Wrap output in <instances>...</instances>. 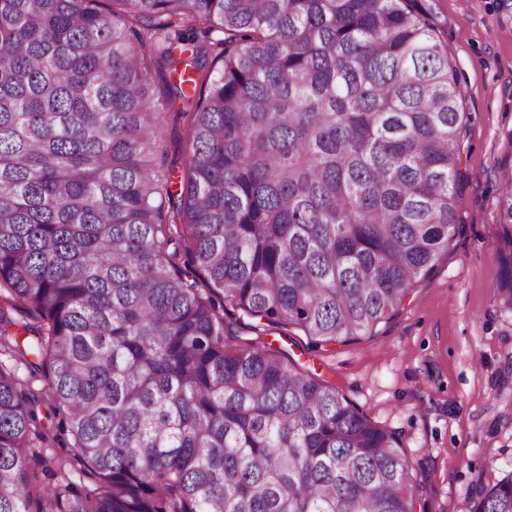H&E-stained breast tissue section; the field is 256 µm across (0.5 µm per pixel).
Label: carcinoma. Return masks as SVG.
I'll list each match as a JSON object with an SVG mask.
<instances>
[{
    "label": "carcinoma",
    "mask_w": 512,
    "mask_h": 512,
    "mask_svg": "<svg viewBox=\"0 0 512 512\" xmlns=\"http://www.w3.org/2000/svg\"><path fill=\"white\" fill-rule=\"evenodd\" d=\"M459 101L425 0H0V512H415L400 434L224 302L322 343L389 319L462 231ZM159 98L158 108L160 112H167L164 125L161 127L162 137L167 141L173 152H178L181 142L185 140L187 133V122L183 119H177V105H171L165 100L162 94Z\"/></svg>",
    "instance_id": "obj_1"
}]
</instances>
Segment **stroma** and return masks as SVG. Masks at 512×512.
<instances>
[{
  "label": "stroma",
  "instance_id": "1",
  "mask_svg": "<svg viewBox=\"0 0 512 512\" xmlns=\"http://www.w3.org/2000/svg\"><path fill=\"white\" fill-rule=\"evenodd\" d=\"M428 4L463 90V230L377 335L319 346L290 326L268 328L264 340L399 432L428 512H468L475 485L512 475V313L494 294L503 136L512 129V0Z\"/></svg>",
  "mask_w": 512,
  "mask_h": 512
}]
</instances>
